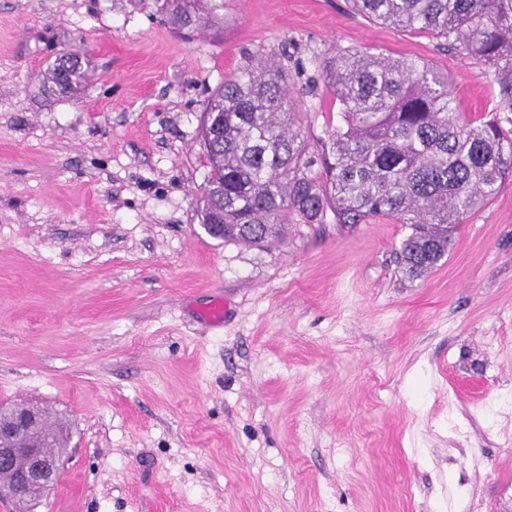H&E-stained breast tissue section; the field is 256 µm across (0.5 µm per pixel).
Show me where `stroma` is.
I'll return each mask as SVG.
<instances>
[{"instance_id":"obj_1","label":"stroma","mask_w":512,"mask_h":512,"mask_svg":"<svg viewBox=\"0 0 512 512\" xmlns=\"http://www.w3.org/2000/svg\"><path fill=\"white\" fill-rule=\"evenodd\" d=\"M0 0V404L69 420L33 512H512V177L423 278L399 220L209 236L202 113L257 48L422 58L458 110L486 65L348 0ZM84 73L47 78L61 54ZM307 147L340 123L292 82ZM222 298L223 326L204 309ZM209 2H216V0H166L168 22L178 28L206 23L210 19L208 15H211L212 19L213 9L224 8V1L213 4L212 8H208Z\"/></svg>"}]
</instances>
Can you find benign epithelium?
<instances>
[{
  "label": "benign epithelium",
  "instance_id": "7a95c632",
  "mask_svg": "<svg viewBox=\"0 0 512 512\" xmlns=\"http://www.w3.org/2000/svg\"><path fill=\"white\" fill-rule=\"evenodd\" d=\"M40 425V419L27 407L18 408L12 424L0 428V434L31 431ZM0 469L11 472L12 480L0 486V498H8L19 506H26L55 485L62 474L61 459L44 454L40 447H19L0 441Z\"/></svg>",
  "mask_w": 512,
  "mask_h": 512
}]
</instances>
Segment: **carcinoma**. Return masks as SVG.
<instances>
[{
  "mask_svg": "<svg viewBox=\"0 0 512 512\" xmlns=\"http://www.w3.org/2000/svg\"><path fill=\"white\" fill-rule=\"evenodd\" d=\"M166 0L178 28L209 20L224 4ZM357 11L402 32H429L452 50L487 65L495 112H512V0H352ZM262 49L224 76L209 100L200 136L209 168L201 223L229 226L226 241L260 245L290 224H338L394 217L411 228L401 243V272L417 280L447 255L453 232L494 197L512 175V129L492 117L464 119L448 74L413 58L334 48L317 75L340 105L342 123L314 155L294 129L295 106L281 58ZM71 88L78 65L50 73ZM70 427L40 419L45 449L69 439Z\"/></svg>",
  "mask_w": 512,
  "mask_h": 512,
  "instance_id": "carcinoma-1",
  "label": "carcinoma"
}]
</instances>
